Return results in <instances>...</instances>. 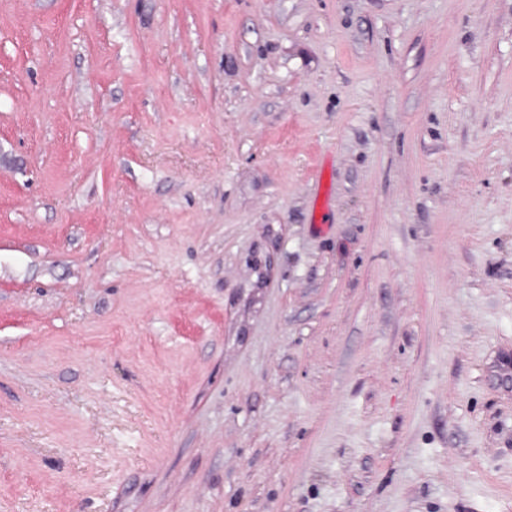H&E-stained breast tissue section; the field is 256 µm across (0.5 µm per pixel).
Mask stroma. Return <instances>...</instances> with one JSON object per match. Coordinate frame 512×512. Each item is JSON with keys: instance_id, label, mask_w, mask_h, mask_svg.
Here are the masks:
<instances>
[{"instance_id": "1", "label": "stroma", "mask_w": 512, "mask_h": 512, "mask_svg": "<svg viewBox=\"0 0 512 512\" xmlns=\"http://www.w3.org/2000/svg\"><path fill=\"white\" fill-rule=\"evenodd\" d=\"M512 0H0V512H512Z\"/></svg>"}]
</instances>
